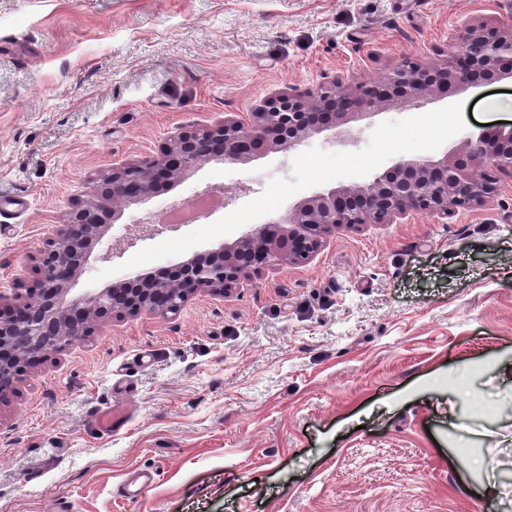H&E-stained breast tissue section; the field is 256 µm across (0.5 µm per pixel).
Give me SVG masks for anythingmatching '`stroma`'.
Instances as JSON below:
<instances>
[{"label":"stroma","instance_id":"obj_1","mask_svg":"<svg viewBox=\"0 0 512 512\" xmlns=\"http://www.w3.org/2000/svg\"><path fill=\"white\" fill-rule=\"evenodd\" d=\"M480 21L512 22V0H0V197L29 200L0 223V292L32 283L73 198L179 127L433 60ZM433 112L455 129L425 157L461 130L512 124V82L194 169L125 208L101 249L123 281L160 253L157 271L175 272L237 238L235 213L267 220L252 204L268 184L283 210L324 187L304 155L361 156ZM495 177L489 206L448 223L337 231L309 261L174 314L107 318L28 367L0 404V512H49L58 486L73 512H512V174ZM216 188L220 233L127 235ZM115 405L101 432L93 413ZM133 470L157 475L137 500L121 493Z\"/></svg>","mask_w":512,"mask_h":512}]
</instances>
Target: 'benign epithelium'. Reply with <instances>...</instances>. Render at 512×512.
Here are the masks:
<instances>
[{"instance_id": "benign-epithelium-1", "label": "benign epithelium", "mask_w": 512, "mask_h": 512, "mask_svg": "<svg viewBox=\"0 0 512 512\" xmlns=\"http://www.w3.org/2000/svg\"><path fill=\"white\" fill-rule=\"evenodd\" d=\"M463 42L435 62L404 61L374 80L292 86L246 119L226 112L210 125L179 128L159 155L112 167L94 191L73 201L51 245L33 256L39 278L27 295L14 301L0 293V307H8L0 311V397L24 366L83 339L104 315L166 314L175 288L185 301L197 293L222 297L265 269L311 259L343 228L399 224L416 214L446 224L461 210L488 205L498 192L491 171L512 172L511 124L470 133L439 156L400 159L367 181L345 178L304 195L285 215L251 225L230 249L181 265L171 280L140 277L96 292L91 304L69 297L109 230L108 213L145 201L160 182L205 164L236 165L259 146H302L381 109L410 111L422 99L512 78L511 23L475 24Z\"/></svg>"}]
</instances>
